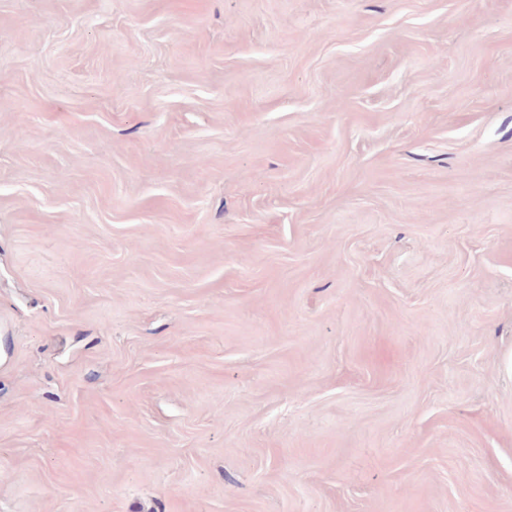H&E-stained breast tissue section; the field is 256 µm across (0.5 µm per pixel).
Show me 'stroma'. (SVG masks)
<instances>
[{
    "label": "stroma",
    "instance_id": "stroma-1",
    "mask_svg": "<svg viewBox=\"0 0 512 512\" xmlns=\"http://www.w3.org/2000/svg\"><path fill=\"white\" fill-rule=\"evenodd\" d=\"M0 512H512V0H0Z\"/></svg>",
    "mask_w": 512,
    "mask_h": 512
}]
</instances>
